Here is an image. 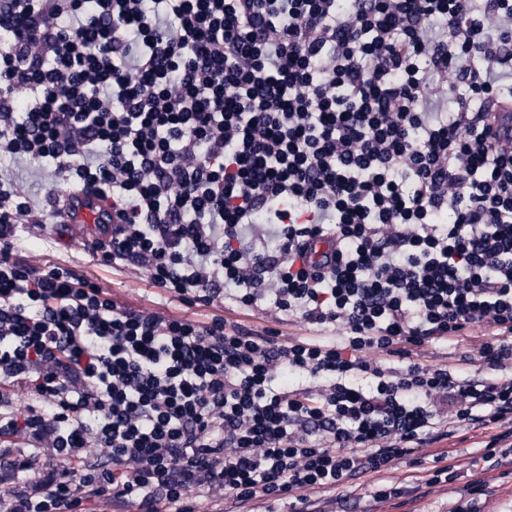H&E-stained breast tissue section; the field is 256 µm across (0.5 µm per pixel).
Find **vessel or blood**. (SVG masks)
<instances>
[{
	"label": "vessel or blood",
	"mask_w": 512,
	"mask_h": 512,
	"mask_svg": "<svg viewBox=\"0 0 512 512\" xmlns=\"http://www.w3.org/2000/svg\"><path fill=\"white\" fill-rule=\"evenodd\" d=\"M58 221L74 242L108 243L118 218L110 200L84 190H69L56 203Z\"/></svg>",
	"instance_id": "1"
}]
</instances>
